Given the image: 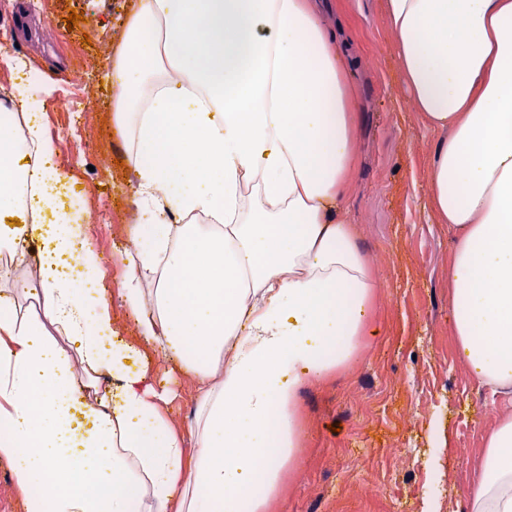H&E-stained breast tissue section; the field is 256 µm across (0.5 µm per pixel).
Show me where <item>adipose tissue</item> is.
Returning <instances> with one entry per match:
<instances>
[{
  "mask_svg": "<svg viewBox=\"0 0 512 512\" xmlns=\"http://www.w3.org/2000/svg\"><path fill=\"white\" fill-rule=\"evenodd\" d=\"M407 102L439 131L427 199L456 233L451 329L512 400V0H383ZM308 0H132L112 48V123L138 218L119 286L29 118L0 122V459L26 512H267L298 462L303 378L371 335L377 276L340 216L355 109ZM27 155L14 154L17 140ZM74 257L88 305L27 246ZM198 382L184 458L152 367L112 302ZM86 422L79 425L75 414ZM465 512H512V412L485 439Z\"/></svg>",
  "mask_w": 512,
  "mask_h": 512,
  "instance_id": "1",
  "label": "adipose tissue"
}]
</instances>
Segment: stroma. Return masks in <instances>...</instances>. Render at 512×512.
<instances>
[{
    "instance_id": "stroma-1",
    "label": "stroma",
    "mask_w": 512,
    "mask_h": 512,
    "mask_svg": "<svg viewBox=\"0 0 512 512\" xmlns=\"http://www.w3.org/2000/svg\"><path fill=\"white\" fill-rule=\"evenodd\" d=\"M11 0L0 18V42L15 47L31 70L51 80L36 120L54 144L55 158L72 156L61 171L84 189L76 207L89 217L112 284L123 276L121 252L136 217L120 130L112 126V39L130 0ZM340 44L358 108L356 162L343 202L362 253L380 286L367 313L380 333L365 336L357 356L328 377L305 379L297 392L302 425L298 464L286 470L269 512H422V500L455 504L485 457V437L507 405L482 386L452 336L448 265L455 244L437 223L426 197V175L437 133L405 100L393 36L379 0H321ZM84 20L68 26L69 10ZM92 93L87 116L103 132L100 149L86 133L62 122L54 103L65 76ZM156 381L173 392L167 419L187 426L196 380L153 360Z\"/></svg>"
}]
</instances>
